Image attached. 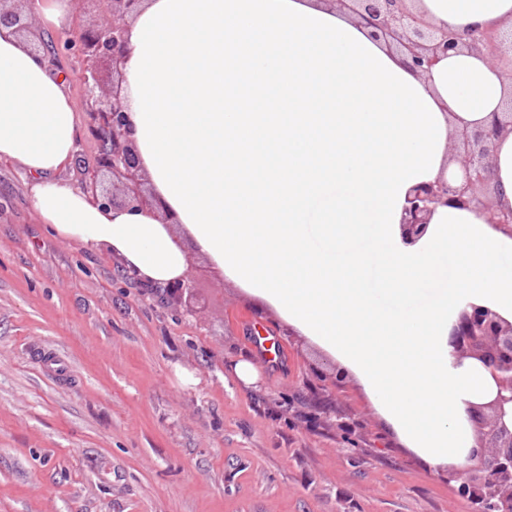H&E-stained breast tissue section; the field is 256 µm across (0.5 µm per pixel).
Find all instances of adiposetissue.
Instances as JSON below:
<instances>
[{
	"label": "adipose tissue",
	"mask_w": 512,
	"mask_h": 512,
	"mask_svg": "<svg viewBox=\"0 0 512 512\" xmlns=\"http://www.w3.org/2000/svg\"><path fill=\"white\" fill-rule=\"evenodd\" d=\"M406 5L435 30H512V0ZM127 41L123 97L160 215L54 179L77 113L62 77L0 28V161L32 175L31 210L148 287L204 257L351 371L424 461L462 464L466 404L489 379L453 367L449 334L468 304L512 322V232L452 205L416 244L400 226L411 189L458 174L459 132L502 111L512 79L464 48L413 72L344 0H145ZM491 168L494 202L512 207V132Z\"/></svg>",
	"instance_id": "obj_1"
}]
</instances>
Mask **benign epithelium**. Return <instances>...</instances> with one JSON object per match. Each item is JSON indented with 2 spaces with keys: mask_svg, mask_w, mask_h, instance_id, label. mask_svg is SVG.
<instances>
[{
  "mask_svg": "<svg viewBox=\"0 0 512 512\" xmlns=\"http://www.w3.org/2000/svg\"><path fill=\"white\" fill-rule=\"evenodd\" d=\"M144 0H108L107 21L84 26L67 46L83 57V86L92 123L89 135L98 143L93 165L84 168L83 183L92 201L104 208L160 210V201L145 193L139 156L129 139L130 116L121 101L119 84L108 87L100 75L104 63L119 64L127 51V19L137 13ZM352 10L366 24L389 35L408 51L410 66L428 71L441 57L460 46L483 51L498 59L503 35L487 30L464 42L454 32L436 35L411 13L405 0H349ZM0 27H12L27 41L37 57H49V45L37 31L35 21L19 9L0 8ZM512 131V99L506 110L492 114L482 127L459 136L457 154L462 168L460 180L452 183L441 176L416 187L408 198L406 218L401 225L404 243L414 244L428 231V219L436 206L455 203L461 207L478 204L488 223L512 229V208L489 201L491 147L505 132ZM449 343L457 366L467 361L479 364L495 390L480 402L468 403L466 413L473 429L474 445L465 462L448 468V480L457 491L475 501L479 512H512V323L496 311L467 305L453 325Z\"/></svg>",
  "mask_w": 512,
  "mask_h": 512,
  "instance_id": "benign-epithelium-1",
  "label": "benign epithelium"
}]
</instances>
